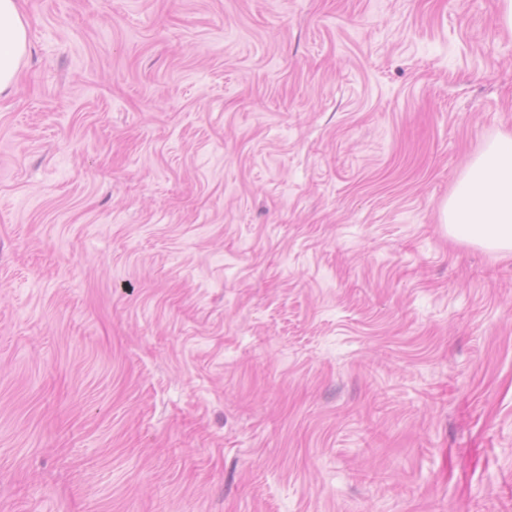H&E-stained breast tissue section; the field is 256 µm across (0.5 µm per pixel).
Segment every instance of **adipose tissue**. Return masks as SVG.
Returning <instances> with one entry per match:
<instances>
[{"label": "adipose tissue", "mask_w": 512, "mask_h": 512, "mask_svg": "<svg viewBox=\"0 0 512 512\" xmlns=\"http://www.w3.org/2000/svg\"><path fill=\"white\" fill-rule=\"evenodd\" d=\"M17 0H0V93L13 88L27 51ZM449 234L512 256V135L499 137L467 167L441 206Z\"/></svg>", "instance_id": "obj_1"}]
</instances>
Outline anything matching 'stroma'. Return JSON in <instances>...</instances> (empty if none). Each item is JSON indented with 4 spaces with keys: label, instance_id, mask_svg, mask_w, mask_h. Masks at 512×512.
<instances>
[{
    "label": "stroma",
    "instance_id": "35a3bbf8",
    "mask_svg": "<svg viewBox=\"0 0 512 512\" xmlns=\"http://www.w3.org/2000/svg\"><path fill=\"white\" fill-rule=\"evenodd\" d=\"M0 512H512L499 0H19ZM441 213L452 236L512 256L511 134L470 163Z\"/></svg>",
    "mask_w": 512,
    "mask_h": 512
}]
</instances>
